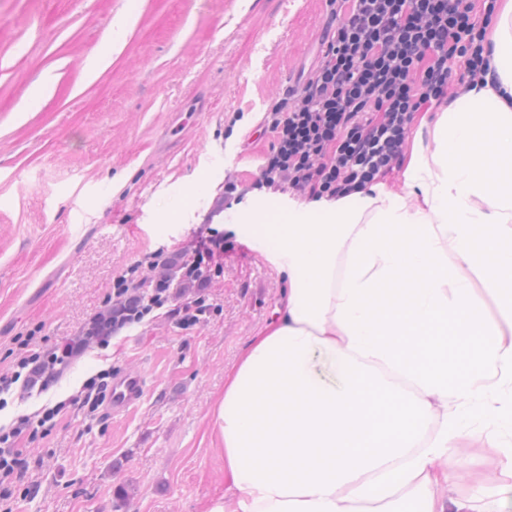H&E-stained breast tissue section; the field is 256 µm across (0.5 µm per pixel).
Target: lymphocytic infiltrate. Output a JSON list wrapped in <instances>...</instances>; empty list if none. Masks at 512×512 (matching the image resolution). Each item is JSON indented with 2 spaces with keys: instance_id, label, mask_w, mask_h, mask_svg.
<instances>
[{
  "instance_id": "lymphocytic-infiltrate-1",
  "label": "lymphocytic infiltrate",
  "mask_w": 512,
  "mask_h": 512,
  "mask_svg": "<svg viewBox=\"0 0 512 512\" xmlns=\"http://www.w3.org/2000/svg\"><path fill=\"white\" fill-rule=\"evenodd\" d=\"M499 2L327 0L329 34L319 63L267 109L264 125L273 142L250 183L225 182V198L256 190L336 201L399 170L415 114L484 82L487 30ZM223 254V232L209 227L176 254L161 251L132 263L76 336L47 349L35 332L16 337L0 395L22 400L48 393L75 360L156 310L184 328L203 324L211 312L206 289ZM111 383V370L99 371L75 395L0 425V512H14L16 497L40 492L29 479L37 462L21 440L47 435L66 409L96 414Z\"/></svg>"
}]
</instances>
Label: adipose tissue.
I'll use <instances>...</instances> for the list:
<instances>
[{"mask_svg": "<svg viewBox=\"0 0 512 512\" xmlns=\"http://www.w3.org/2000/svg\"><path fill=\"white\" fill-rule=\"evenodd\" d=\"M487 51L485 84L415 134L414 205L376 188L244 214L288 290L214 403L207 512H472L448 446L478 411L512 430V0Z\"/></svg>", "mask_w": 512, "mask_h": 512, "instance_id": "adipose-tissue-1", "label": "adipose tissue"}]
</instances>
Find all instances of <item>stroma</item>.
<instances>
[{"instance_id": "obj_1", "label": "stroma", "mask_w": 512, "mask_h": 512, "mask_svg": "<svg viewBox=\"0 0 512 512\" xmlns=\"http://www.w3.org/2000/svg\"><path fill=\"white\" fill-rule=\"evenodd\" d=\"M325 22L326 0H0V372L30 329L65 341L131 263L208 226L227 236L204 324L161 314L125 329L48 395L0 411L1 424L34 413L106 368L147 380L125 413L57 417L33 444L40 493L16 512H201L223 495L213 403L287 286L241 216L306 200L217 203L225 179L255 175L273 138L252 135L316 63ZM486 434L476 420L452 443L463 466L448 495L481 484L512 512V437L497 451Z\"/></svg>"}]
</instances>
